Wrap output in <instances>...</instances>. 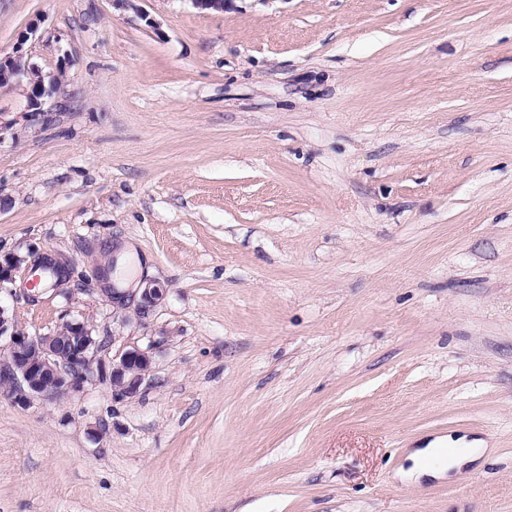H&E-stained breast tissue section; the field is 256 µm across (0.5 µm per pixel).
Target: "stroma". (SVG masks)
Segmentation results:
<instances>
[{
  "mask_svg": "<svg viewBox=\"0 0 512 512\" xmlns=\"http://www.w3.org/2000/svg\"><path fill=\"white\" fill-rule=\"evenodd\" d=\"M0 291L148 351L138 394L0 388V512H512V0H0ZM165 298L113 301L123 242ZM478 441L440 478L415 449ZM38 25L30 24L21 32L10 54H0V92L19 89L26 99V117L31 120H45L52 106H57L63 86L65 68L59 67L56 73H44L32 61L25 50V44L36 36ZM56 103V104H55ZM49 107H46L48 106ZM61 266L57 260L49 255L38 254L34 251H29L27 254L22 255L15 252H8L5 254L0 253V288H10L9 285H15L16 273L23 267L29 271L42 270L46 273L48 268L51 269L55 266ZM64 268V267H63Z\"/></svg>",
  "mask_w": 512,
  "mask_h": 512,
  "instance_id": "1",
  "label": "stroma"
}]
</instances>
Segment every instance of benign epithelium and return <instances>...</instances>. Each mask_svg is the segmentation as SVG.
<instances>
[{"instance_id": "7a95c632", "label": "benign epithelium", "mask_w": 512, "mask_h": 512, "mask_svg": "<svg viewBox=\"0 0 512 512\" xmlns=\"http://www.w3.org/2000/svg\"><path fill=\"white\" fill-rule=\"evenodd\" d=\"M38 26L29 25L20 33L11 53L0 55V91L19 89L26 99L25 115L33 120L47 117L59 99L65 68L45 73L32 61L25 44L37 34ZM59 265L49 255L30 251L0 254V288L16 283L23 269L47 271ZM165 288L155 282L140 289L139 313L155 307ZM7 340V356L0 360V385L9 389L15 404L27 407L36 397L69 396L84 384L98 379L112 387V394L124 399L136 395L151 372V357L139 348H130L106 362L95 329L84 322L65 321L43 335H31L19 326L16 317L0 305V340Z\"/></svg>"}]
</instances>
